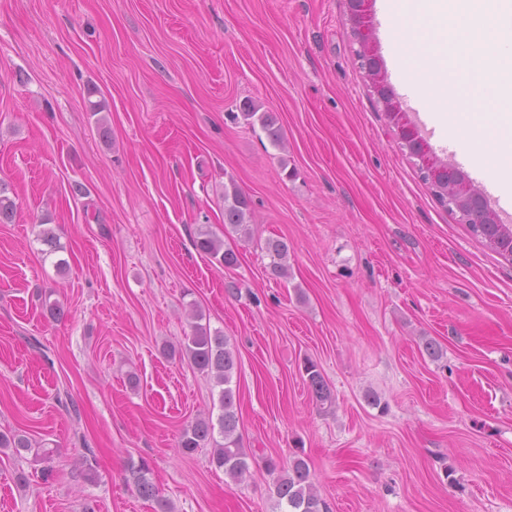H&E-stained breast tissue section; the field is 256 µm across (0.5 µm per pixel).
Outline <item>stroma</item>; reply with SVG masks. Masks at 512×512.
I'll return each mask as SVG.
<instances>
[{"label":"stroma","instance_id":"35a3bbf8","mask_svg":"<svg viewBox=\"0 0 512 512\" xmlns=\"http://www.w3.org/2000/svg\"><path fill=\"white\" fill-rule=\"evenodd\" d=\"M370 5L395 97L484 188L390 65ZM355 46L345 0H0V182L16 203L0 222V431L53 452L0 454V512H153L125 482L142 458L175 512H279L265 461L297 457L330 512H512V263L437 204ZM246 102L277 116L283 147ZM232 182L246 239L224 225ZM202 230L235 266L195 248ZM270 239L288 244L287 276ZM193 310L237 351L253 456L239 483L178 449L218 401L162 353ZM305 372L307 375L309 387L312 389L317 401L323 404H332V392L321 372L317 370L316 366L313 363H309L307 366H305Z\"/></svg>","mask_w":512,"mask_h":512}]
</instances>
